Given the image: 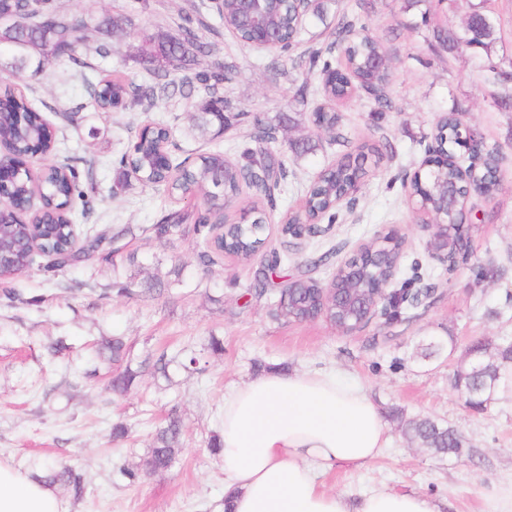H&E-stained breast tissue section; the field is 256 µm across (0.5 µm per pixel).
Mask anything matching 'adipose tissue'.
<instances>
[{"instance_id":"1","label":"adipose tissue","mask_w":512,"mask_h":512,"mask_svg":"<svg viewBox=\"0 0 512 512\" xmlns=\"http://www.w3.org/2000/svg\"><path fill=\"white\" fill-rule=\"evenodd\" d=\"M388 441L362 387L321 370L265 374L224 397V496L231 512H440L421 493L380 488L354 502L325 489L323 474L370 463ZM0 512L62 510L54 489L0 465Z\"/></svg>"}]
</instances>
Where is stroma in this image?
I'll return each instance as SVG.
<instances>
[{
  "instance_id": "1",
  "label": "stroma",
  "mask_w": 512,
  "mask_h": 512,
  "mask_svg": "<svg viewBox=\"0 0 512 512\" xmlns=\"http://www.w3.org/2000/svg\"><path fill=\"white\" fill-rule=\"evenodd\" d=\"M191 2L57 0L68 18L82 24L79 53L109 41L112 54L98 60V67L133 82L146 72L140 53L144 35L176 34V21ZM468 5L457 0L453 12H433L425 27L418 9L403 10L402 0H368L363 10L358 0H343L326 24H309L304 31L323 47L341 15L362 12L370 35L391 60L387 93L395 108L373 111L362 93L336 104L349 142L376 143L382 157L368 161L369 175L359 186L353 212H341L329 233L289 249L288 271L296 273L298 264L327 252L329 262L311 272L327 282L362 244L393 233L403 240L405 265L418 266L434 288L425 306L374 319L352 333L323 317L286 323L273 316L269 297L249 295L254 266L227 256L201 274L197 237L190 230L165 239L123 238L125 250L138 254L135 268L120 256L110 263L79 262L55 276L33 264L0 277V462L26 475L39 472L45 461L82 474L81 499L56 490L65 512H224V469L207 444L218 431L225 393L260 376L264 364L288 374L318 369L361 385L390 438L388 448L369 464H342L328 472V489L355 496L385 487L429 495L442 512H491L500 488L512 483V403L472 411L453 389L452 377L474 341L512 338V112L494 104V88L470 54L446 53L430 36L431 27L459 24ZM118 13L132 15L136 27L104 36V20ZM209 22L202 36L212 43V52L183 62L180 72L230 67L220 93L229 112L245 115L212 140L191 129L190 115L198 105L194 97L162 96L148 109L102 112L90 99L80 68L69 62L45 64L16 85V94L57 129L60 148L43 157V164L66 163L91 172L95 190L88 195L89 228L114 232L126 225L157 224L179 209L162 187L134 182L123 191L112 190L113 157L128 150L135 130L153 119L170 127L174 155L195 158L220 148L237 163L253 120L275 127L270 148L287 166L284 190L270 212L275 220L298 207L317 172L344 154V147L325 138L305 156H293L288 148L289 139L302 131L288 128L285 116L310 115L325 101L319 78L300 64L298 52L253 50L237 42L217 17ZM451 111L461 113L467 131L501 158L495 197L475 195L467 203L474 215L468 225L472 256L452 272L431 257L429 235L402 183L425 159L439 116ZM486 263L493 265L494 278L475 283L473 266ZM153 278L167 281V289L153 299L141 297L145 281ZM116 279L131 282L133 295L112 294ZM9 288L22 289L23 300L8 298ZM32 296L42 297L41 306L27 305ZM112 336L125 337L133 362L163 349L184 351L202 355L206 370L190 375L173 367L164 377L147 368L128 393L113 395L106 388L112 367L96 354L97 341ZM213 336L223 341V354L205 353ZM58 339L66 349L55 355L50 346ZM431 345L437 348L432 355L426 352ZM94 367L98 377L86 379L85 371ZM173 411L182 421V445L170 468L148 471L154 432ZM426 417L457 428L468 441L467 455L442 457L404 434L406 421ZM117 422L132 429L118 443L112 440ZM121 464L143 470V480H115L112 470Z\"/></svg>"
}]
</instances>
